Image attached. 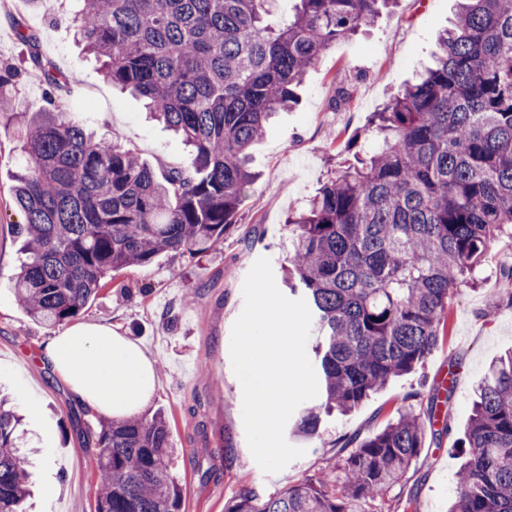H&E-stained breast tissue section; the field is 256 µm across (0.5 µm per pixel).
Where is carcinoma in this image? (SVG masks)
Instances as JSON below:
<instances>
[{"mask_svg": "<svg viewBox=\"0 0 512 512\" xmlns=\"http://www.w3.org/2000/svg\"><path fill=\"white\" fill-rule=\"evenodd\" d=\"M76 2L77 35L106 81L139 98L192 159L158 172L86 132L57 103L70 76L36 53L48 107L22 120V70L0 63V119L17 121L24 154L13 199L27 260L14 296L45 325L76 317L114 271L223 243L255 181L250 150L271 117L294 108L321 55L389 0H296L277 22L268 20L272 0ZM342 151L354 162L288 215L282 283L312 314L324 408L348 413L435 349L455 291L499 238L512 237V0H460L433 64L373 114L364 143L349 140ZM453 389L432 393L430 428L400 410L381 431L346 442L353 449L335 478L264 497L248 491L225 512H362L427 438L449 432L442 409ZM476 391L448 512H512V351ZM5 405L0 399V512H23L28 461ZM320 423L310 408L294 430L313 437ZM97 444V512H181L165 414L103 423Z\"/></svg>", "mask_w": 512, "mask_h": 512, "instance_id": "carcinoma-1", "label": "carcinoma"}]
</instances>
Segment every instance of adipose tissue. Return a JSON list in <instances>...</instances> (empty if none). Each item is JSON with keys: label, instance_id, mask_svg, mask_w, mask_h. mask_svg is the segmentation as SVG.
<instances>
[{"label": "adipose tissue", "instance_id": "adipose-tissue-1", "mask_svg": "<svg viewBox=\"0 0 512 512\" xmlns=\"http://www.w3.org/2000/svg\"><path fill=\"white\" fill-rule=\"evenodd\" d=\"M43 358L79 401L115 419L143 412L158 386L142 348L104 324H72L49 339Z\"/></svg>", "mask_w": 512, "mask_h": 512}]
</instances>
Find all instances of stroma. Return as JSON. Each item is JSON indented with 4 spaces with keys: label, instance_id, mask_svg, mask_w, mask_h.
<instances>
[{
    "label": "stroma",
    "instance_id": "35a3bbf8",
    "mask_svg": "<svg viewBox=\"0 0 512 512\" xmlns=\"http://www.w3.org/2000/svg\"><path fill=\"white\" fill-rule=\"evenodd\" d=\"M455 7L456 0H395L374 22L327 50L309 70L298 108L280 113L255 146L252 166L258 179L223 244L196 258L163 252L148 265L119 271L79 313L82 322L119 326L154 360L159 386L149 408L164 411L170 421L174 473L184 489L182 512H224L225 504L247 490L269 495L319 476L339 460L348 437L376 433L404 407L426 414L433 388L452 371L456 384L447 409L448 434L427 440L402 480L369 505L370 512H448L463 462L456 441L465 433L475 385L494 358L512 350V308L486 307L489 297L504 292L499 268L512 263V238L502 237L477 268L478 287L460 286L438 347L353 412L325 417L317 436L287 435V442L305 454L278 473H264L248 447L230 340L253 263L269 258L276 273L287 263L285 219L325 180L327 140L363 133L372 113L415 79ZM73 11L72 0H41L36 7L29 0H10L0 7V61L24 70L20 111L32 116L47 97L28 46L16 37L18 27L29 26L39 35L41 56L76 77L66 100L75 120L117 137L154 167L187 165L184 146L150 122L138 101L113 90L99 63L77 43ZM341 87L351 90L352 100L332 107ZM19 155L14 125L0 123V391L12 397L30 451L32 493L25 510L96 512L95 439L102 417L40 363L55 330L35 322L13 299V279L25 259L13 231L22 220L12 196Z\"/></svg>",
    "mask_w": 512,
    "mask_h": 512
}]
</instances>
